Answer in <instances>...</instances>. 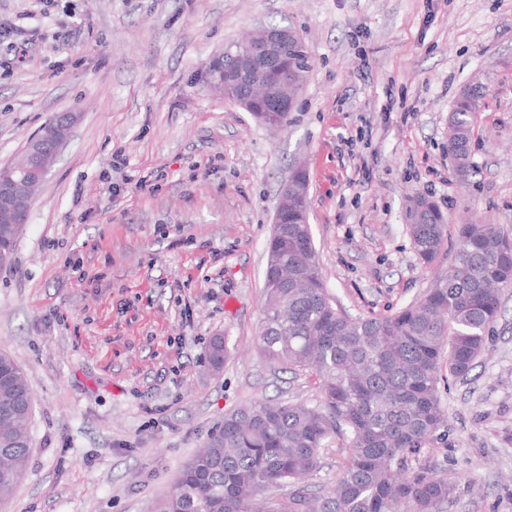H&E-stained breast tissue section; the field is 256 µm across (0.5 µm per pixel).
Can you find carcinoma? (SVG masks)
Segmentation results:
<instances>
[{"instance_id": "cac0c4a2", "label": "carcinoma", "mask_w": 512, "mask_h": 512, "mask_svg": "<svg viewBox=\"0 0 512 512\" xmlns=\"http://www.w3.org/2000/svg\"><path fill=\"white\" fill-rule=\"evenodd\" d=\"M484 98L459 95L448 118L453 171L470 169L473 128ZM412 248L425 264L438 259L444 218L416 198ZM288 242H267L266 305L257 343L272 362L318 381L316 405L259 399L224 415L183 466L155 512H443L456 482L414 468L428 438L446 424L443 370L465 379L487 350L502 313L501 289L512 287V237L496 224L461 227L448 273L417 301L383 316L351 317L325 288L311 226L293 223ZM22 229L0 223V266L10 262ZM213 367L230 356L214 338ZM0 499L27 467L32 394L15 360L0 352ZM341 444L346 456L336 487L324 495L305 481L321 468L322 451ZM290 487L286 495L272 489ZM264 496L262 505L257 497Z\"/></svg>"}]
</instances>
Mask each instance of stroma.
<instances>
[{"label":"stroma","instance_id":"obj_1","mask_svg":"<svg viewBox=\"0 0 512 512\" xmlns=\"http://www.w3.org/2000/svg\"><path fill=\"white\" fill-rule=\"evenodd\" d=\"M260 26L296 29L310 55L278 128L201 81ZM476 79L488 95L457 176L448 115ZM66 112L81 119L0 267V351L34 396L0 512H153L225 413L317 402L256 344L297 167L325 287L353 317L420 299L460 225L512 235V0H0V166ZM420 195L445 216L430 265L409 236ZM488 336L441 385L447 424L419 456L458 483L445 512H512V288Z\"/></svg>","mask_w":512,"mask_h":512}]
</instances>
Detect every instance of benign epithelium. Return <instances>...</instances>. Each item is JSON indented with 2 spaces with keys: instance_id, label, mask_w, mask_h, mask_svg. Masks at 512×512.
<instances>
[{
  "instance_id": "benign-epithelium-1",
  "label": "benign epithelium",
  "mask_w": 512,
  "mask_h": 512,
  "mask_svg": "<svg viewBox=\"0 0 512 512\" xmlns=\"http://www.w3.org/2000/svg\"><path fill=\"white\" fill-rule=\"evenodd\" d=\"M295 37L290 28L255 29V36L247 43L224 48L205 66V84L253 113L266 126L279 127L276 115L259 109L256 101L276 99L285 108L296 103L310 68L307 50H301L299 62L283 76L279 86L264 80L265 74L278 67L282 46ZM77 121L78 115L73 113L60 116L52 129L31 137L17 167L0 173V221L22 226L28 223L35 188L45 179ZM290 198L308 208V198L297 195L291 180L280 188L278 201L286 203Z\"/></svg>"
}]
</instances>
